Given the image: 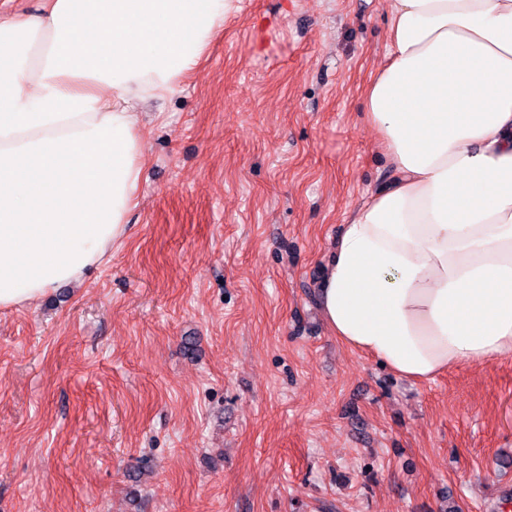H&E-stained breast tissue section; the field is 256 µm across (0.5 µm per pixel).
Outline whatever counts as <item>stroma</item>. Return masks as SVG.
I'll list each match as a JSON object with an SVG mask.
<instances>
[{
    "label": "stroma",
    "instance_id": "1",
    "mask_svg": "<svg viewBox=\"0 0 512 512\" xmlns=\"http://www.w3.org/2000/svg\"><path fill=\"white\" fill-rule=\"evenodd\" d=\"M386 4L240 0L145 105L109 262L0 311V512H512V357L411 382L319 306Z\"/></svg>",
    "mask_w": 512,
    "mask_h": 512
}]
</instances>
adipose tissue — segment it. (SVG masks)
I'll list each match as a JSON object with an SVG mask.
<instances>
[{
  "label": "adipose tissue",
  "instance_id": "1",
  "mask_svg": "<svg viewBox=\"0 0 512 512\" xmlns=\"http://www.w3.org/2000/svg\"><path fill=\"white\" fill-rule=\"evenodd\" d=\"M365 88L387 183L320 305L401 378L512 356V0H387ZM236 0H45L0 13V309L101 266L144 170L138 108L194 72Z\"/></svg>",
  "mask_w": 512,
  "mask_h": 512
}]
</instances>
